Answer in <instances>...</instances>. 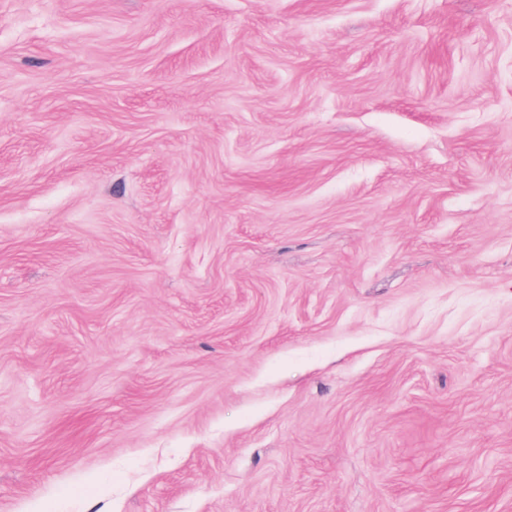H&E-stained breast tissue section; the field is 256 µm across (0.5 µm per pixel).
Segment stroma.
<instances>
[{"label":"stroma","mask_w":512,"mask_h":512,"mask_svg":"<svg viewBox=\"0 0 512 512\" xmlns=\"http://www.w3.org/2000/svg\"><path fill=\"white\" fill-rule=\"evenodd\" d=\"M0 512H512V0H0Z\"/></svg>","instance_id":"obj_1"}]
</instances>
